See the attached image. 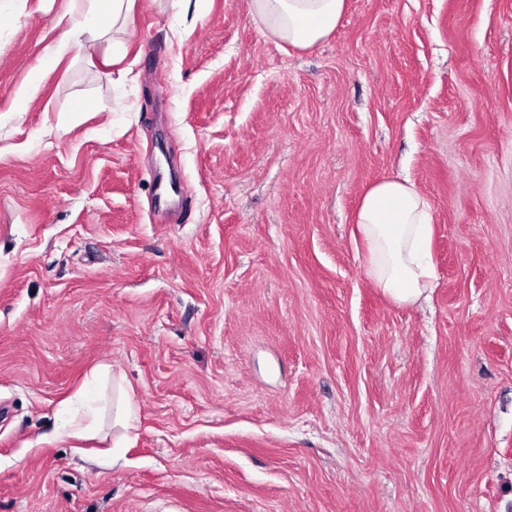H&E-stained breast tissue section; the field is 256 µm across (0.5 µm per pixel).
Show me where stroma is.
Wrapping results in <instances>:
<instances>
[{
    "mask_svg": "<svg viewBox=\"0 0 512 512\" xmlns=\"http://www.w3.org/2000/svg\"><path fill=\"white\" fill-rule=\"evenodd\" d=\"M62 12L0 0V512H512V0H347L308 49L137 0L28 92ZM398 176L412 304L354 235ZM355 224L367 249V272L401 304L416 302L435 280L430 208L407 179L385 178L363 194Z\"/></svg>",
    "mask_w": 512,
    "mask_h": 512,
    "instance_id": "obj_1",
    "label": "stroma"
}]
</instances>
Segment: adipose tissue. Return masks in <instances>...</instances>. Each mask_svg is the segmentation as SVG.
<instances>
[{"instance_id": "ef3b65f1", "label": "adipose tissue", "mask_w": 512, "mask_h": 512, "mask_svg": "<svg viewBox=\"0 0 512 512\" xmlns=\"http://www.w3.org/2000/svg\"><path fill=\"white\" fill-rule=\"evenodd\" d=\"M135 0H68L69 14L83 16L71 38L101 36L132 22ZM346 0H251V11L268 34L293 48L306 49L338 26ZM367 249V272L374 285L401 304L416 302L435 279L430 242V208L406 179L385 178L363 194L355 215Z\"/></svg>"}]
</instances>
